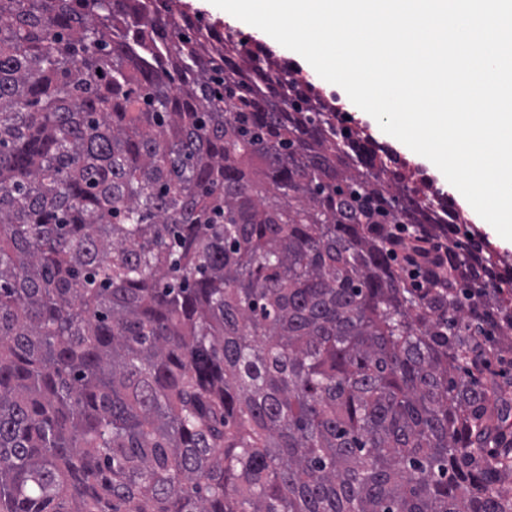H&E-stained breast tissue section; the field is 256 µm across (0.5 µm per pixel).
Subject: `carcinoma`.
Returning a JSON list of instances; mask_svg holds the SVG:
<instances>
[{
  "mask_svg": "<svg viewBox=\"0 0 512 512\" xmlns=\"http://www.w3.org/2000/svg\"><path fill=\"white\" fill-rule=\"evenodd\" d=\"M311 83L168 0H0V512H512V275Z\"/></svg>",
  "mask_w": 512,
  "mask_h": 512,
  "instance_id": "carcinoma-1",
  "label": "carcinoma"
}]
</instances>
